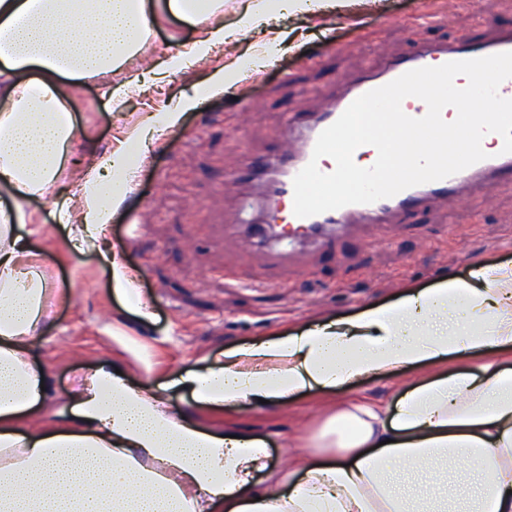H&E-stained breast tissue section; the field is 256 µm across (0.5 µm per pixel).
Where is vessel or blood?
<instances>
[{"mask_svg": "<svg viewBox=\"0 0 512 512\" xmlns=\"http://www.w3.org/2000/svg\"><path fill=\"white\" fill-rule=\"evenodd\" d=\"M504 52H512V33L501 36L493 43L475 48L458 44L418 53L411 58L388 63L382 74L371 75L357 81L335 106L322 112L313 126L307 132L301 133L300 148L286 152L283 162L273 165V175L266 184L270 209H277L280 202L293 198L292 178L310 161L319 134L332 125L355 99L370 90L386 85L410 70L427 66L432 60L444 64ZM497 135L499 147L491 153L489 158L447 178L405 189L390 198L368 204H351L306 218H300L291 213L281 224H258L235 231L231 241L240 247L247 248L251 246L253 239L277 240L287 233L294 240L309 241L322 248H330L336 238L344 232V222L348 217L375 218L395 209L408 208L427 192H444L452 188L457 190L479 176L490 181L500 174L512 173V117L504 119L499 124Z\"/></svg>", "mask_w": 512, "mask_h": 512, "instance_id": "vessel-or-blood-1", "label": "vessel or blood"}]
</instances>
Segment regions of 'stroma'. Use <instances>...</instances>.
Instances as JSON below:
<instances>
[{
    "mask_svg": "<svg viewBox=\"0 0 512 512\" xmlns=\"http://www.w3.org/2000/svg\"><path fill=\"white\" fill-rule=\"evenodd\" d=\"M509 29L512 0H341L326 15L283 21L286 51L233 95L203 92L223 63L219 57L162 84L159 94L128 99L119 115L98 83L84 84L71 111L83 130L81 145L101 149L115 125L135 121L160 99L198 93L202 101L159 140L133 198L112 221L110 246L139 272L127 294L114 292L97 250L69 246L50 204L30 201L46 226L36 242L44 267L65 289L53 298V319L32 347L54 392L43 419L55 416L74 371L107 359L143 385L164 388L174 410L201 425L222 422L264 438L274 467L287 466L293 453H316L314 435L326 417L320 397L304 394L265 408L243 403L219 418L173 379L205 370L233 346L299 331L323 317L351 318L443 277L468 276L475 263L511 264L512 177L428 199L382 224L353 221L332 251L300 245L290 265L272 267L262 250L244 253L224 242L230 225L260 221L249 163L282 155L289 114L323 111L387 60L427 43H483ZM142 300L149 316L135 310ZM426 376L421 369L373 378L336 397L389 402L394 387Z\"/></svg>",
    "mask_w": 512,
    "mask_h": 512,
    "instance_id": "1",
    "label": "stroma"
}]
</instances>
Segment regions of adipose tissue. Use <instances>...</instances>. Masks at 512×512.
Segmentation results:
<instances>
[{
    "instance_id": "1",
    "label": "adipose tissue",
    "mask_w": 512,
    "mask_h": 512,
    "mask_svg": "<svg viewBox=\"0 0 512 512\" xmlns=\"http://www.w3.org/2000/svg\"><path fill=\"white\" fill-rule=\"evenodd\" d=\"M335 6L245 0L232 29L224 0H0V512H512V369L501 363L512 356L508 264H479L471 279H442L392 306L234 346L176 378L220 415L244 402L282 405L304 392L327 397L364 379L439 370L451 358L476 361L475 370L408 385L389 413L360 399L342 403L316 435L330 457L270 468L262 439L205 430L108 362L75 376L54 423H35L50 399L41 387L49 374L30 350L62 287L42 266L35 241L44 227L30 199L58 209L71 243L102 250L114 289L127 292L138 274L105 250L112 218L158 136L200 104L180 96L75 162L81 132L69 108L79 88L98 81L117 110L145 75H185L265 30L213 71L209 90L228 94L274 64L284 18ZM166 14L198 36L153 64L143 55ZM423 463L467 475L473 492L436 485L419 496L395 485L398 471Z\"/></svg>"
}]
</instances>
